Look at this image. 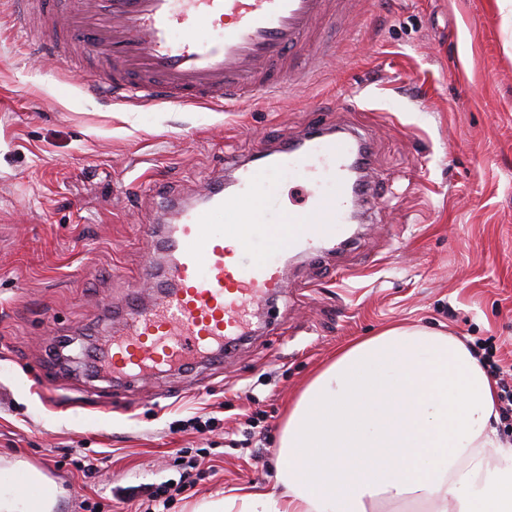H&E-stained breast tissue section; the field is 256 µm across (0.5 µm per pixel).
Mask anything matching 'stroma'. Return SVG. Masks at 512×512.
I'll use <instances>...</instances> for the list:
<instances>
[{
    "label": "stroma",
    "instance_id": "1",
    "mask_svg": "<svg viewBox=\"0 0 512 512\" xmlns=\"http://www.w3.org/2000/svg\"><path fill=\"white\" fill-rule=\"evenodd\" d=\"M334 54L269 101L147 106L91 93L92 71L0 34V470L37 466L55 512H135L197 449L170 512L277 486L288 404L343 344L395 324L452 333L512 363V13L498 0H373L327 31ZM360 128L375 206L344 248L285 262L271 324L221 364L112 387L85 370L158 244L155 188L191 200L225 160L316 121ZM259 424L253 438L241 428ZM217 418L198 433L190 419ZM100 459L83 477L75 455Z\"/></svg>",
    "mask_w": 512,
    "mask_h": 512
}]
</instances>
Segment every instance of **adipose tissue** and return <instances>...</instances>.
Segmentation results:
<instances>
[{
    "instance_id": "obj_1",
    "label": "adipose tissue",
    "mask_w": 512,
    "mask_h": 512,
    "mask_svg": "<svg viewBox=\"0 0 512 512\" xmlns=\"http://www.w3.org/2000/svg\"><path fill=\"white\" fill-rule=\"evenodd\" d=\"M492 380L460 339L397 326L340 348L288 409L283 493L210 499L192 512H512V445ZM0 484V512H54L38 468Z\"/></svg>"
}]
</instances>
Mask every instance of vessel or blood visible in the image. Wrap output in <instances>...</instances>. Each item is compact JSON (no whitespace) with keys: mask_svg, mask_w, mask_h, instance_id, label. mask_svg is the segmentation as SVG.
Segmentation results:
<instances>
[{"mask_svg":"<svg viewBox=\"0 0 512 512\" xmlns=\"http://www.w3.org/2000/svg\"><path fill=\"white\" fill-rule=\"evenodd\" d=\"M359 0H63L60 12L43 0H11L10 26L65 70L89 67L96 91L115 99L174 105L238 103L274 96L280 76L307 82L321 69L323 33ZM223 23V35L205 30ZM364 144L355 132L324 123L234 162L233 179L214 176L203 199L161 196L175 223H153L165 264L149 261L151 304L131 295L118 328L98 348L114 384L223 355L225 345L252 332L254 314L268 310L284 286L281 267L263 257L308 254L335 243L353 211L367 208L376 183L362 174L351 191V169ZM307 184L306 202L267 220L260 205L271 170ZM234 215L238 244L230 246L213 218Z\"/></svg>","mask_w":512,"mask_h":512,"instance_id":"1","label":"vessel or blood"}]
</instances>
